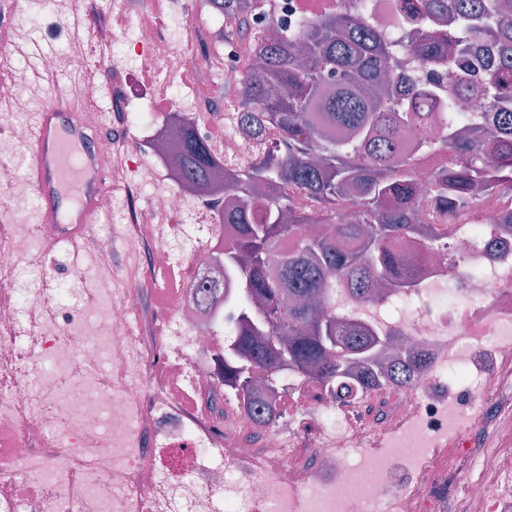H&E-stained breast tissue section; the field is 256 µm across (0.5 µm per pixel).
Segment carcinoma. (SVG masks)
Wrapping results in <instances>:
<instances>
[{
  "label": "carcinoma",
  "mask_w": 512,
  "mask_h": 512,
  "mask_svg": "<svg viewBox=\"0 0 512 512\" xmlns=\"http://www.w3.org/2000/svg\"><path fill=\"white\" fill-rule=\"evenodd\" d=\"M396 2L400 37L368 22V0L353 12L305 16L286 39L245 22L224 32L260 59L235 85L240 125L259 145L246 161L224 162L193 122L171 117L182 183L223 182V223L238 228L224 250V270L239 284L224 385L246 396L262 426L277 415L257 385L271 390L288 370L326 391L350 390V377L412 384L423 361L382 364L391 337L327 311L336 282L361 301L380 282L404 294L417 286L418 267L392 241L431 251L447 220L474 223L488 204L512 214V0ZM222 3L237 19L258 6ZM474 41L487 54L473 65ZM397 51L415 65L397 67ZM450 64L465 75L454 87L427 75ZM476 94L484 112L461 111ZM422 100L439 111H417ZM436 125L445 130L439 139ZM410 128L418 139L405 151ZM424 192L436 208H420ZM347 214L353 220L339 223Z\"/></svg>",
  "instance_id": "obj_1"
}]
</instances>
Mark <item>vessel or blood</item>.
<instances>
[{
    "mask_svg": "<svg viewBox=\"0 0 512 512\" xmlns=\"http://www.w3.org/2000/svg\"><path fill=\"white\" fill-rule=\"evenodd\" d=\"M75 98L55 96L40 107L26 152V179L43 231L46 254L76 255L95 245L86 230L112 178L100 168Z\"/></svg>",
    "mask_w": 512,
    "mask_h": 512,
    "instance_id": "obj_1",
    "label": "vessel or blood"
}]
</instances>
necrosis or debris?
<instances>
[{"label":"necrosis or debris","instance_id":"obj_1","mask_svg":"<svg viewBox=\"0 0 512 512\" xmlns=\"http://www.w3.org/2000/svg\"><path fill=\"white\" fill-rule=\"evenodd\" d=\"M200 0H169L159 15L141 0L128 24L90 31L113 85L145 101L132 113L143 145L121 153L96 143V158L123 183L104 194L87 229L104 218L140 224L165 219L171 232L151 251L156 267L179 266L185 282L169 322L155 328L142 307V286L96 288L112 274V255L51 284L39 225L26 215L33 192L21 188L26 117L33 99L21 77H0V129L15 150L0 164V512H512V405L499 403L512 384V224L493 206L477 224H452L427 254L418 286L397 323L382 310L396 295L362 304L347 289L333 309L350 324L380 334L400 331L398 356L425 358L408 387L383 384L350 398L283 375L266 401L282 415L259 429L247 405L224 384V323L231 306L213 303L211 280L235 282L216 259L233 232L212 208L224 186L184 191L171 165L169 128L155 113L195 121L220 158L242 156L248 143L228 123L217 83L234 81L237 49L226 48L223 12ZM345 0H268L252 28L287 34L302 14L341 10ZM148 74L154 84L133 86ZM148 170L154 190L137 205L135 177ZM164 366L174 389L157 387L149 366ZM224 400L215 415L213 398ZM495 444L485 452L480 437ZM474 468L476 477L465 476Z\"/></svg>","mask_w":512,"mask_h":512}]
</instances>
